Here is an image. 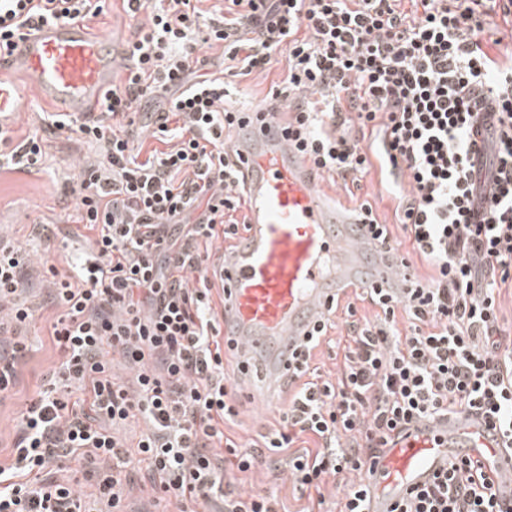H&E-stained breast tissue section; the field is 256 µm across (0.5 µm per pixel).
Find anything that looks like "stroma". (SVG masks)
Listing matches in <instances>:
<instances>
[{
    "label": "stroma",
    "instance_id": "obj_1",
    "mask_svg": "<svg viewBox=\"0 0 512 512\" xmlns=\"http://www.w3.org/2000/svg\"><path fill=\"white\" fill-rule=\"evenodd\" d=\"M199 58L204 59L205 70L224 80L226 106L251 110L264 100L274 81L280 80L285 63L273 65L267 77L257 75L231 76L224 72V53L221 47L199 46ZM44 163L38 169H16L0 172V240L20 245L27 255L22 270L25 295L39 303L35 320L24 331L26 355L15 366V375L8 389L0 393V464H9L17 424L21 413L35 399L39 388L48 383L55 367L64 358V352L50 336V326L61 310L48 297L51 270L68 272L72 245L67 237L46 238L35 234L37 224H77L78 200L74 192V177L94 150L77 141L71 129L42 134ZM320 196L338 207L354 209L362 201H369L380 220L392 224L393 235L400 243L401 253L408 255L418 274H426L412 245L401 229L396 228L395 211L399 191L382 180L379 169L343 181L334 173L317 177ZM336 324L310 363L314 381L336 382L343 367V356L351 342L344 311L332 316ZM239 414L236 423L226 433L238 445L248 446L258 434L274 431L281 426V408H270L238 398ZM132 481L126 488L127 512H182L183 502L165 494L152 485L146 463L135 464ZM226 480L235 492L242 494H269L277 497L282 512H340L350 475L325 478L319 489L299 490L286 467L259 465L241 472L227 468Z\"/></svg>",
    "mask_w": 512,
    "mask_h": 512
}]
</instances>
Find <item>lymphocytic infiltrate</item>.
Instances as JSON below:
<instances>
[{"label": "lymphocytic infiltrate", "mask_w": 512, "mask_h": 512, "mask_svg": "<svg viewBox=\"0 0 512 512\" xmlns=\"http://www.w3.org/2000/svg\"><path fill=\"white\" fill-rule=\"evenodd\" d=\"M107 0H0V59L37 25L92 20ZM136 24L125 78L98 117L78 124L95 150L76 175L80 221L93 231L96 264L86 276L53 273L62 309L51 335L65 356L22 412L12 461L0 465V512H121L132 460L120 435L147 425L137 448L154 486L189 502L222 492L224 512H278L272 495L221 491L226 455L239 471L286 453L303 488L359 472L390 435L416 418L459 410L492 421L512 443V337L498 297L512 288V40L493 35L491 11L512 0H224L205 17L194 0H121ZM219 46L240 76L263 75L276 54L287 71L261 108L282 122L314 172L379 168L407 184L398 220L431 268L402 300L370 288L379 309L358 325L337 384L306 381L314 350L332 326L314 329L288 380L281 430L238 452L222 426L238 415L224 373L215 283L201 243L239 240L245 205L239 161L225 149L239 111L224 106V80L197 73L198 44ZM161 95L149 131L116 134L112 120ZM163 150L142 155L144 137ZM0 133V169L43 163L42 137L11 146ZM23 249L0 243V312L18 325L38 304L22 297ZM195 273L194 283L174 270ZM409 336L395 329L397 313ZM135 371L127 388L111 354ZM78 388L88 408L69 407ZM315 453H294L306 436ZM76 455L111 459L98 495L83 501L59 473ZM393 512H512L493 478L462 458Z\"/></svg>", "instance_id": "obj_1"}]
</instances>
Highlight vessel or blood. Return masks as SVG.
Here are the masks:
<instances>
[{
	"label": "vessel or blood",
	"mask_w": 512,
	"mask_h": 512,
	"mask_svg": "<svg viewBox=\"0 0 512 512\" xmlns=\"http://www.w3.org/2000/svg\"><path fill=\"white\" fill-rule=\"evenodd\" d=\"M115 67L112 40L89 24L36 27L0 63V131L12 125L29 88L68 114L92 115ZM16 72L23 82L13 80ZM230 150L242 162L249 229L222 260L224 344L242 375L261 370L247 395L274 406L294 355L341 289L381 288L402 298L411 288L410 272L401 254L383 249L369 226L323 202L305 158L275 122L248 114ZM461 456L477 461L500 498L512 500V449L485 418L462 411L393 433L363 472L367 512H392Z\"/></svg>",
	"instance_id": "b4317fda"
}]
</instances>
